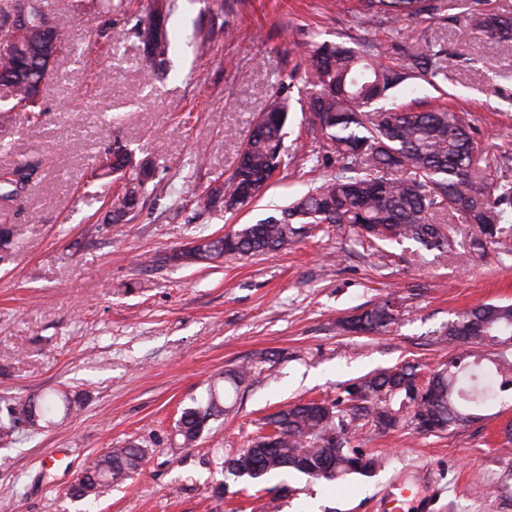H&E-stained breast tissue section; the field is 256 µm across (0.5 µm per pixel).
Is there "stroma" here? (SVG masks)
Wrapping results in <instances>:
<instances>
[{
  "label": "stroma",
  "instance_id": "stroma-1",
  "mask_svg": "<svg viewBox=\"0 0 512 512\" xmlns=\"http://www.w3.org/2000/svg\"><path fill=\"white\" fill-rule=\"evenodd\" d=\"M86 10L71 28L78 55L60 56L33 123L24 110L0 116V167L24 157L43 171L17 200H0L25 227L0 258V402L65 390L82 399L47 428L0 446V512H378L395 481L415 483L433 512H512V389L461 428L384 433L360 428L350 447L375 456L372 476L341 483L293 473L255 482L224 472L269 414L286 404L333 401L358 377L409 362L430 372L454 355L441 334L457 314L512 302V240L474 261L476 226L453 227L445 256L411 240L363 248L351 227L313 232L286 248L214 267L173 265L167 254L201 236L254 224L306 193L324 172L303 112L289 115L285 144L296 158L261 197L233 213L204 209L205 189L226 181L257 115L290 58L311 41L396 43V23H361L354 0H178L167 25L175 53L167 74L147 76L128 14ZM223 41L184 45L197 20ZM409 47L444 49L455 64L440 89L467 113L488 166L512 156V46L490 51L464 0L440 18L413 22ZM154 161L156 187L134 220L103 226L114 185L94 174L113 143ZM395 293L404 316L384 336L341 323ZM258 361L232 394L234 409L184 447L174 426L204 402L226 370ZM135 443L141 470L97 500L66 496L83 465Z\"/></svg>",
  "mask_w": 512,
  "mask_h": 512
}]
</instances>
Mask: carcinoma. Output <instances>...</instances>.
I'll return each mask as SVG.
<instances>
[{
	"label": "carcinoma",
	"instance_id": "1",
	"mask_svg": "<svg viewBox=\"0 0 512 512\" xmlns=\"http://www.w3.org/2000/svg\"><path fill=\"white\" fill-rule=\"evenodd\" d=\"M360 19L367 23L394 18L403 24L427 15L435 18L447 9L446 0H358ZM79 16L91 4L103 12L127 11L126 0H55ZM49 0H15L14 9L26 8L28 26L6 29L11 14H0V31L10 36L21 65L0 57V101L12 108L41 115L42 89L49 72L42 61L50 50L58 57L75 51L68 35L55 26L43 30L50 16ZM471 24L494 51L512 41V17L494 14L488 0H467ZM148 17H137L132 27L138 40L143 69L156 75L166 69L170 40L160 36L151 45L142 39ZM398 61L390 62L382 51L368 43L357 47L315 43L306 57L295 61L287 80L280 84L265 112L254 124L230 178L208 188L200 197L205 207L221 204L228 212L249 204L268 186L273 176L293 159L283 144V129L291 109L292 90L301 83V111L309 113L315 149L308 160H336V170L302 196L256 224L205 241L197 253L168 259L184 265L209 263L224 256H257L284 248L308 230L321 224H348L367 243L413 240L447 254L454 249L450 229L455 218L476 226L480 236L472 254L484 255L494 242L499 225L512 224V157L502 156L481 170V146L465 115L444 104L416 109L412 103L384 101L389 91L415 81L438 86L436 78L447 76L448 54L438 50L395 48ZM40 160L33 157L0 168V197L9 199L24 192L37 178ZM101 176L120 172L121 186L112 195L104 223L125 224L135 218L140 200L155 176L154 163L136 156L124 145L112 147V157L99 165ZM18 225L0 215V250L14 244ZM388 296L364 310L358 327L384 334L397 324ZM448 343L499 346L512 349V304L485 303L471 308L448 323ZM253 365L224 374L231 387L244 384ZM360 397L334 402L314 400L289 404L268 417L270 432L257 436L245 451L253 466L237 467L239 456L224 460V471L236 478L258 481L290 470L315 480H342L352 474L371 475L378 461L355 448L345 447V435L360 421L376 431L397 427V416L410 410L409 422L419 431L440 432L463 427L474 418L473 410L493 401L498 393L512 389V361L501 355L491 366L468 360L460 353L441 362L427 383L419 386L417 367L409 363L360 379ZM225 387L210 386L206 402L185 410L178 423L184 445L195 442L210 420L224 414ZM78 397L65 393L43 394L0 407V442L11 443L20 424L39 430L49 423L47 415L61 406L70 414ZM145 450L135 444L109 448L97 455L70 485L74 501L99 497L125 483L136 473Z\"/></svg>",
	"mask_w": 512,
	"mask_h": 512
}]
</instances>
